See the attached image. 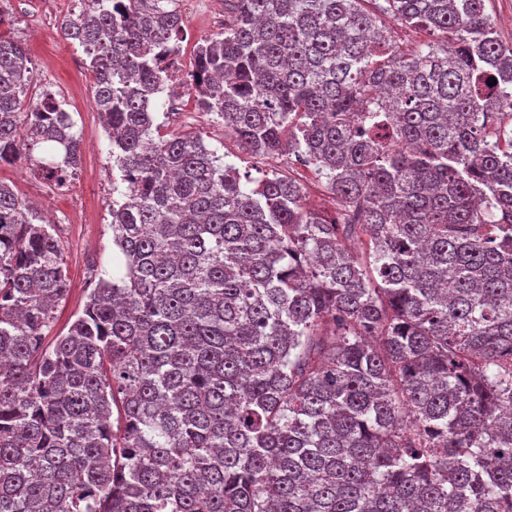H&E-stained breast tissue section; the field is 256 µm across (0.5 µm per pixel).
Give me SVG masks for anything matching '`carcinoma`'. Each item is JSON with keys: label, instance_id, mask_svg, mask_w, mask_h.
<instances>
[{"label": "carcinoma", "instance_id": "cac0c4a2", "mask_svg": "<svg viewBox=\"0 0 512 512\" xmlns=\"http://www.w3.org/2000/svg\"><path fill=\"white\" fill-rule=\"evenodd\" d=\"M224 0L185 84L255 181L163 134L175 0H84L126 192L64 334L55 225L0 181V512H512V45L486 0ZM496 79L490 86L488 82ZM0 38V164L57 188L81 137ZM376 5H370V8L378 14V16L382 19V21L386 24V26L392 31V34L395 36V39L402 47L405 49L407 45L415 43L416 40L420 38V33H417L410 28L402 26L400 23L395 21L389 15L383 14L379 9V6L383 5V0H376ZM184 103L186 112H192L184 113L188 120H183L179 115L164 116L165 112L160 109L157 122L165 123L162 133L175 131L202 137L208 149L215 151L219 156L225 154V163L235 165L241 174L247 172L253 179H261L272 171L284 175H288L289 172L306 187V203L310 208L334 211L336 202L325 187V179L317 178L313 170L292 168L287 153L275 158H266L240 152L230 136L224 137V126L213 123L211 116L198 111L192 95L187 94Z\"/></svg>", "mask_w": 512, "mask_h": 512}]
</instances>
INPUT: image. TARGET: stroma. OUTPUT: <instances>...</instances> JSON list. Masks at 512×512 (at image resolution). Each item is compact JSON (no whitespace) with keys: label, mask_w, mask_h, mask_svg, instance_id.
I'll return each instance as SVG.
<instances>
[{"label":"stroma","mask_w":512,"mask_h":512,"mask_svg":"<svg viewBox=\"0 0 512 512\" xmlns=\"http://www.w3.org/2000/svg\"><path fill=\"white\" fill-rule=\"evenodd\" d=\"M185 21V32L178 43L182 55L175 65L179 77H186L194 63V46L205 36L218 33L229 14L223 5L206 0H178ZM80 0H53L45 8L43 0H12L9 15L0 20V37L24 43L33 63V81L27 97L36 101L44 93L64 100L82 136L81 164L75 178L64 187L50 186L34 173H20L18 165L0 166V180L12 185L18 196L40 209L50 210L66 261L68 293L56 312L53 332L66 330L73 316L82 309L85 295L93 286L92 269L111 267L116 255L112 244V200L121 199L126 189L120 171L110 160V144L92 98L93 80L82 48L64 40L60 24L65 16L78 12ZM187 117L164 116L165 131L202 138L205 146L223 156L240 172L260 179L271 172L293 174L307 189L309 207L334 210L335 203L325 182L314 171L292 169L288 156L259 157L240 152L224 128L199 112L193 96H186Z\"/></svg>","instance_id":"1"}]
</instances>
